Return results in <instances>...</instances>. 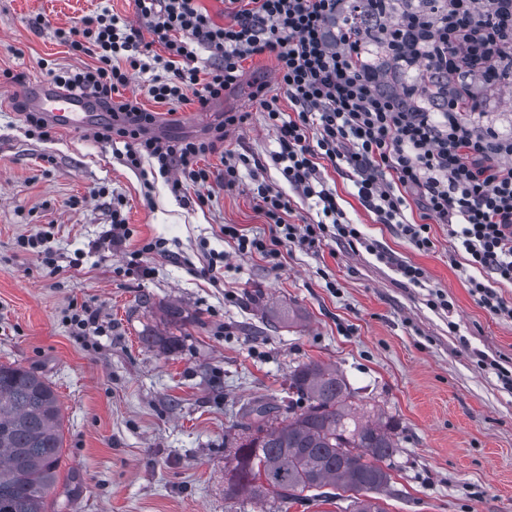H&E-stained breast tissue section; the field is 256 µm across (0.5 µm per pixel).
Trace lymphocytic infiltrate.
I'll return each instance as SVG.
<instances>
[{
    "label": "lymphocytic infiltrate",
    "instance_id": "f902f5d3",
    "mask_svg": "<svg viewBox=\"0 0 512 512\" xmlns=\"http://www.w3.org/2000/svg\"><path fill=\"white\" fill-rule=\"evenodd\" d=\"M224 22L213 20L199 0H134L138 24L109 12L81 19L58 38L73 55L91 57L77 69L47 68L59 87L85 92L108 106L111 121L97 140L123 143L124 165L136 171L157 170L171 193L185 198L201 189L211 171L201 157L220 154L225 186L239 178L246 155L221 153L224 129L237 115L215 125L208 137L170 141L149 135L155 116L138 98L123 97L131 73L147 75L146 95L158 103L194 102L199 111L236 86L245 60L272 56L276 90L256 85L252 97L265 112L279 149L272 161L299 194L315 199L320 218L298 228L287 223L291 206L266 183L254 194L270 225L266 238L247 237L236 228L224 233L238 250L278 257L281 246L298 242L319 245L325 238L355 246L360 231L345 222L328 187L322 162L347 167L361 204L384 224H394L416 249L432 247L430 224H443L464 252L474 273L470 294L489 313L512 319V305L496 291L512 284V130L487 122L494 93L483 109L471 111L468 79H458L444 112H400L360 77L370 51L349 25L333 27L331 19L342 0H225ZM152 42H145L143 32ZM162 53H155V46ZM209 63L198 66L200 52ZM448 55L467 57L474 70L493 72L512 65V42L500 41L495 9L463 17L448 27ZM294 115L284 117L281 100ZM417 210L418 220L406 217Z\"/></svg>",
    "mask_w": 512,
    "mask_h": 512
}]
</instances>
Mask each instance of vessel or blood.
Returning <instances> with one entry per match:
<instances>
[{"mask_svg": "<svg viewBox=\"0 0 512 512\" xmlns=\"http://www.w3.org/2000/svg\"><path fill=\"white\" fill-rule=\"evenodd\" d=\"M24 101L35 111L46 113L62 129L88 131L97 125L99 113L93 99L44 80L27 86Z\"/></svg>", "mask_w": 512, "mask_h": 512, "instance_id": "vessel-or-blood-1", "label": "vessel or blood"}]
</instances>
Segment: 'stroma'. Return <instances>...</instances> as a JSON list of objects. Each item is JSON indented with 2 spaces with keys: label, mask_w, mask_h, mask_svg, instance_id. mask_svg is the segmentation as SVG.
I'll list each match as a JSON object with an SVG mask.
<instances>
[{
  "label": "stroma",
  "mask_w": 512,
  "mask_h": 512,
  "mask_svg": "<svg viewBox=\"0 0 512 512\" xmlns=\"http://www.w3.org/2000/svg\"><path fill=\"white\" fill-rule=\"evenodd\" d=\"M104 8L137 20L133 0H0V363L35 369L58 396L64 457L51 512H229L226 470L245 406L286 399L289 373L309 361L343 374L353 412L395 421L401 452L382 495L387 512H512V391L479 360L512 367V319L471 296L445 225H432L433 246L419 251L330 168L345 219L421 266L424 286L360 246L295 243L274 262L225 239L227 224L268 235L251 194L257 178L289 200L290 223L319 219L271 162L274 132L251 98L255 84L273 83V58L246 60L239 84L204 112L143 101L156 114L151 134L163 138H203L225 114H246L224 148L253 164L226 189L219 155L203 158L212 172L204 206L179 203L160 178L145 188L92 132L26 136L22 92L45 78L38 60L81 66L56 31ZM115 207L131 236L106 249ZM44 231L50 266L18 244ZM151 240L163 252L143 255L149 274L129 271ZM213 252L224 255L214 279L203 274ZM435 290L452 311L430 305ZM75 304L97 312L104 335L74 333L65 318ZM145 335L176 337L178 348L146 347Z\"/></svg>",
  "instance_id": "stroma-1"
}]
</instances>
